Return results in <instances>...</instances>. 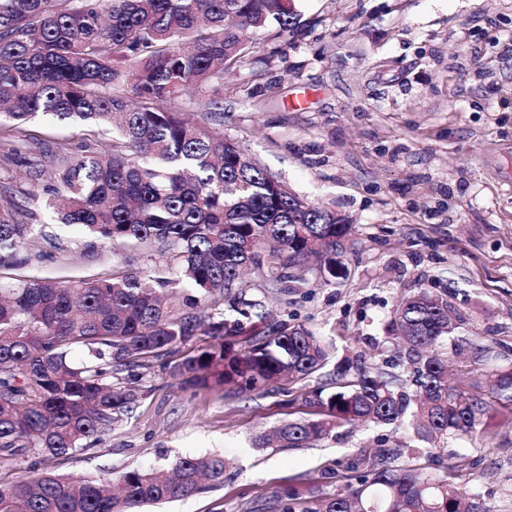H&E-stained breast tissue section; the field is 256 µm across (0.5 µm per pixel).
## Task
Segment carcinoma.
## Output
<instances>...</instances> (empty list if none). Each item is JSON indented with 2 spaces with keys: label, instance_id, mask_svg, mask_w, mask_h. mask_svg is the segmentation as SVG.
Wrapping results in <instances>:
<instances>
[{
  "label": "carcinoma",
  "instance_id": "1",
  "mask_svg": "<svg viewBox=\"0 0 512 512\" xmlns=\"http://www.w3.org/2000/svg\"><path fill=\"white\" fill-rule=\"evenodd\" d=\"M0 0V118L39 113L115 132L112 154L76 161L50 155L64 198L60 223L103 242L155 253L147 273L116 269L85 277L18 275L0 282V468L102 447L136 411L137 370L154 362L188 385L238 382L254 391L288 373L324 368L322 339L275 321L237 292L252 268L288 291L309 275L336 276L349 221L283 189L234 142L171 109L186 93L213 92L206 120L223 122L217 98L224 68L247 54L245 28L291 34L295 0ZM16 189L0 204V267L19 257L32 225L14 222ZM262 329L228 324L224 301ZM447 296L420 288L386 324L404 343L395 366L408 379L347 359L332 391L315 392L318 417L276 430L285 448L328 436L356 420L404 429L429 444L470 436L512 412V370L486 396L448 382L438 350L454 335ZM248 336L235 349L224 336ZM205 336V344L182 352ZM380 463L352 469L332 493L290 488L273 512H484L480 498L423 466ZM224 484V456L178 458L168 469L131 468L66 477L33 467L0 484V512H139Z\"/></svg>",
  "mask_w": 512,
  "mask_h": 512
}]
</instances>
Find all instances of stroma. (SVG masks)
I'll list each match as a JSON object with an SVG mask.
<instances>
[{"mask_svg":"<svg viewBox=\"0 0 512 512\" xmlns=\"http://www.w3.org/2000/svg\"><path fill=\"white\" fill-rule=\"evenodd\" d=\"M294 36L248 34L250 49L224 74V123L218 131L293 193L348 216L351 234L338 274L280 294L248 274V297L276 320L325 341L331 362L378 349L384 325L405 296L446 294L464 317L463 341L449 359L459 385L492 369L512 368V0H298ZM0 183L19 187L17 220L49 225L52 165L29 180L26 158L46 149L70 155L108 151L111 134L38 115L0 124ZM131 271L149 256L64 228L51 258L25 275L91 277L121 257ZM328 376L281 380L254 392L233 384L186 386L159 366L143 371L145 397L102 448L55 462L54 473L85 477L108 470L168 465L179 457L226 460L223 486L144 512H249L255 501L312 485L334 491L350 468L366 471L382 447L398 464L455 474L485 512H512V413L475 439H448L414 451L404 431L344 425L301 448L262 445L287 420L309 417L305 401ZM335 468L326 477L327 468Z\"/></svg>","mask_w":512,"mask_h":512,"instance_id":"1","label":"stroma"}]
</instances>
